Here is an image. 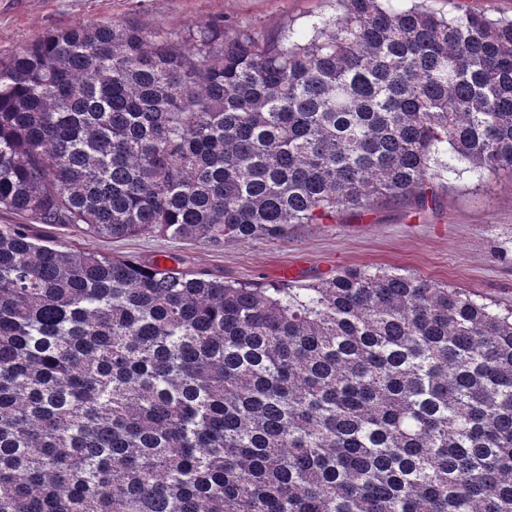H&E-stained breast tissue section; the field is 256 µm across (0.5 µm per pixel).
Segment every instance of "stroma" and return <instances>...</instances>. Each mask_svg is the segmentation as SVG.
<instances>
[{
  "label": "stroma",
  "instance_id": "1",
  "mask_svg": "<svg viewBox=\"0 0 512 512\" xmlns=\"http://www.w3.org/2000/svg\"><path fill=\"white\" fill-rule=\"evenodd\" d=\"M335 0H0V59L52 30L108 22L188 35L222 20L275 37L317 15H330ZM440 204L415 213L390 202L360 218L337 215L323 224H293L284 239L256 238L211 244L139 234L90 238L70 225L32 224L34 237L72 250L148 260L181 259L184 269L253 283L280 282L285 266L299 282L352 267L398 268L416 277L512 307V172L486 181L469 172L433 181Z\"/></svg>",
  "mask_w": 512,
  "mask_h": 512
}]
</instances>
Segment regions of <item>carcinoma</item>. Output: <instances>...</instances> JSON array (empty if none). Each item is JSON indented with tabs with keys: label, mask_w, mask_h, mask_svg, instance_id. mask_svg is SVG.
Instances as JSON below:
<instances>
[{
	"label": "carcinoma",
	"mask_w": 512,
	"mask_h": 512,
	"mask_svg": "<svg viewBox=\"0 0 512 512\" xmlns=\"http://www.w3.org/2000/svg\"><path fill=\"white\" fill-rule=\"evenodd\" d=\"M336 5L278 41L98 23L0 63V210L26 220L0 226V512H512V309L29 234L283 239L512 170V20Z\"/></svg>",
	"instance_id": "carcinoma-1"
}]
</instances>
